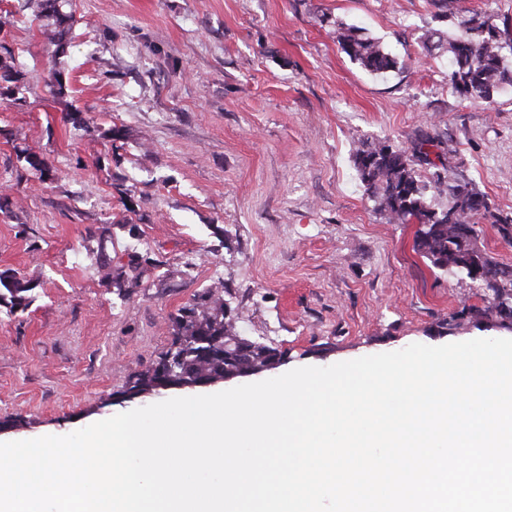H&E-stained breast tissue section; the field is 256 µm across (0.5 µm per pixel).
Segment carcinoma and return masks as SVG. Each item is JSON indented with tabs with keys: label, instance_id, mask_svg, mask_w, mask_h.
Masks as SVG:
<instances>
[{
	"label": "carcinoma",
	"instance_id": "obj_1",
	"mask_svg": "<svg viewBox=\"0 0 512 512\" xmlns=\"http://www.w3.org/2000/svg\"><path fill=\"white\" fill-rule=\"evenodd\" d=\"M38 14L46 32L58 23L56 0H38ZM459 32L438 41L437 48L448 57L449 84L454 92L469 100H490L504 83L512 84V69L503 56L504 46L497 27L487 19L472 16L458 24ZM336 39L351 61L372 74L383 75L398 68V60L364 29L340 24ZM19 72L0 56L1 83H14ZM443 157L442 142L424 137L409 156L387 141L363 142L353 154V162L368 199L392 224H416V249L442 271L464 272L463 241L477 242L475 225L484 220L498 226L505 238L512 237V215L491 211L487 197L453 179ZM420 162L433 168L430 181L421 179L414 167ZM448 190V205L437 209L428 196L430 184ZM0 286L9 293L10 304L29 306L30 282L6 272L0 273ZM486 306L484 311L499 318L500 327L512 330V266L484 258L481 275ZM285 352L242 337L237 318L228 315L224 285L205 291L198 301L181 310L175 318L172 346L152 365L137 372L129 390L137 395L159 394L176 389L195 390L197 383H213L243 371L261 372L284 359Z\"/></svg>",
	"mask_w": 512,
	"mask_h": 512
}]
</instances>
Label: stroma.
<instances>
[{
	"label": "stroma",
	"mask_w": 512,
	"mask_h": 512,
	"mask_svg": "<svg viewBox=\"0 0 512 512\" xmlns=\"http://www.w3.org/2000/svg\"><path fill=\"white\" fill-rule=\"evenodd\" d=\"M0 0L19 99L0 101V442L63 436L169 399L122 401L173 340V318L223 285L241 335L284 351L262 379L393 352L512 338L483 291L435 268L416 225L368 200L364 140L447 142L450 173L512 214V87L470 101L426 39L512 0ZM366 28L398 59L375 75L336 41ZM59 70L65 93L50 73ZM36 154L45 170L31 167ZM137 257L135 288L112 275ZM460 327H449L456 312ZM0 286L9 293L10 304L18 307H28L31 299L28 294L32 288L30 282L17 278L8 272L0 273Z\"/></svg>",
	"instance_id": "stroma-1"
}]
</instances>
